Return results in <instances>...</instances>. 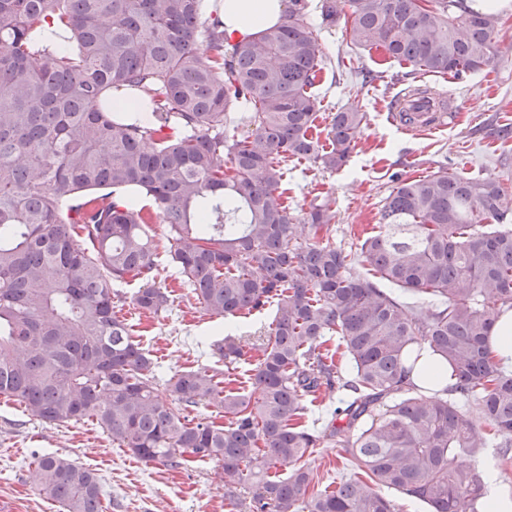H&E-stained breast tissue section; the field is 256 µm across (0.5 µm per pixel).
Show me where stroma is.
<instances>
[{"mask_svg": "<svg viewBox=\"0 0 512 512\" xmlns=\"http://www.w3.org/2000/svg\"><path fill=\"white\" fill-rule=\"evenodd\" d=\"M495 60L483 71L456 79L433 76L389 59L383 50L346 42L343 27L324 34L330 65L322 73L320 130L331 113L354 106L367 120L345 166L325 172L307 163L288 175V206L303 218L311 206L329 202L336 213L335 241L347 251L376 228L385 197L398 180L438 171L493 176L512 189V0L497 7ZM429 83L447 94L460 119L434 133L405 135L385 120L390 101L406 86ZM160 281L171 293L166 312L139 314L127 285L121 309L134 337L148 350L157 374L215 364L211 344L223 338L224 321L196 305L172 268ZM71 458L99 476L106 512H229L218 462L204 459L185 469L147 464L86 420L49 426L26 415L14 400L0 397V506L7 512H63L37 490L35 462L44 454Z\"/></svg>", "mask_w": 512, "mask_h": 512, "instance_id": "35a3bbf8", "label": "stroma"}]
</instances>
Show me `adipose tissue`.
I'll list each match as a JSON object with an SVG mask.
<instances>
[{
	"instance_id": "adipose-tissue-1",
	"label": "adipose tissue",
	"mask_w": 512,
	"mask_h": 512,
	"mask_svg": "<svg viewBox=\"0 0 512 512\" xmlns=\"http://www.w3.org/2000/svg\"><path fill=\"white\" fill-rule=\"evenodd\" d=\"M224 31L235 43L278 25L287 16L286 0H222Z\"/></svg>"
}]
</instances>
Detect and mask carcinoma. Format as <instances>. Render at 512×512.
I'll return each mask as SVG.
<instances>
[{"instance_id": "1", "label": "carcinoma", "mask_w": 512, "mask_h": 512, "mask_svg": "<svg viewBox=\"0 0 512 512\" xmlns=\"http://www.w3.org/2000/svg\"><path fill=\"white\" fill-rule=\"evenodd\" d=\"M289 2L286 22L230 46L217 2L204 19L203 0H0V396L47 424L93 419L148 464L217 461L230 512H396L382 487L430 512H479L489 473L457 461L512 450V374L488 343L512 309V199L493 177L404 179L354 253L332 242L329 204L297 223L288 166L340 169L366 113H333L326 145L313 136L327 54L308 0ZM349 6L352 45L420 72L459 79L494 61L497 18L466 0H434L430 13L419 0ZM316 9L330 29L344 3ZM44 22L66 50L33 41ZM128 100L151 120L119 110ZM231 112L245 135L226 134ZM127 187L160 208L168 262L196 304L235 318L276 307L256 359L226 335L212 344L224 372L156 381L116 306L131 282L143 315L170 305L150 213L115 197ZM380 281L439 304L413 313ZM425 351L456 378L442 396L411 381ZM240 362L251 392L233 386ZM333 389L318 429L309 420ZM325 443L346 453L326 485L309 463ZM36 469L40 495L65 512H102L92 470L55 454Z\"/></svg>"}]
</instances>
